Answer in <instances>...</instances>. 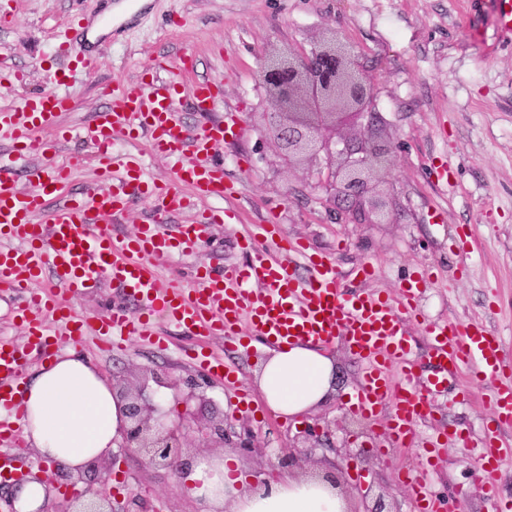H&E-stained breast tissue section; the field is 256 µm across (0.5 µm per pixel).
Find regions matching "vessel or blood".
I'll use <instances>...</instances> for the list:
<instances>
[{
    "label": "vessel or blood",
    "instance_id": "b4317fda",
    "mask_svg": "<svg viewBox=\"0 0 512 512\" xmlns=\"http://www.w3.org/2000/svg\"><path fill=\"white\" fill-rule=\"evenodd\" d=\"M69 57L67 68L55 75V90L0 108V132L7 134L20 158H40L44 164L29 172L36 187L18 190L15 180L0 168V296L15 299L12 319L23 332V343L0 340V438L17 440L23 419L18 398L29 364L49 360L60 336L70 341L94 335L104 349H120L129 337L156 344V318L195 336H221L240 342L250 328L268 345L311 340L322 345L342 338L362 361V378L351 400L355 412L384 419L383 436L393 448L425 446L419 471L410 473L409 487L417 512H443L433 498L426 473L444 458L439 437L421 441L418 427L432 411L433 398L447 392L461 372L494 380L490 405L496 426L512 425V359L502 354L498 339L483 324L436 321L426 323L425 359L412 350L406 325L420 316V279H408L398 298L359 289L374 267L357 268L355 285H344L331 258L310 253L299 240L282 236L275 224H263L258 234L244 236L251 262L214 273L201 270L194 288L161 283L155 260L172 253L195 252L210 226L223 223L220 209L202 211L176 234L166 233L169 215L183 209L186 191L200 197L224 196V171L212 152L224 139L223 121L188 133L179 118L181 98L194 111H213L217 85L192 79L195 62L184 55L179 65L167 57L153 58L140 81L100 84L108 105L80 137L98 161L95 184L72 196L73 161L56 162L49 154L67 141L70 131L60 123L72 102L64 88L88 61L73 53L70 40L57 46ZM147 138L153 156L171 160L170 176L149 179L140 154L115 153L117 140ZM56 205L45 211L44 200ZM146 198L154 217L131 237L112 235L107 225L124 216L132 199ZM306 276H299V268ZM56 284L40 287L45 271ZM111 286L125 298L98 325L79 317L75 296ZM192 358L208 373L231 383L235 372L223 356L196 351ZM486 478H493L512 445L488 432L477 445Z\"/></svg>",
    "mask_w": 512,
    "mask_h": 512
}]
</instances>
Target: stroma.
Segmentation results:
<instances>
[{
	"instance_id": "1",
	"label": "stroma",
	"mask_w": 512,
	"mask_h": 512,
	"mask_svg": "<svg viewBox=\"0 0 512 512\" xmlns=\"http://www.w3.org/2000/svg\"><path fill=\"white\" fill-rule=\"evenodd\" d=\"M15 7L13 22L0 27V47L28 79L0 88V105L51 88L53 34L75 12L89 27L73 32L72 43L93 63L68 88L75 107L62 122L70 128L91 123L104 108L99 83L136 80L156 56L175 63L182 52L192 53L196 78L220 85L209 117L220 120L229 113L234 123L213 156L224 164L222 205L236 217L211 227L198 252L158 261L163 281L193 288L197 266L220 271L245 264L242 235L272 221L286 236L334 258L342 272L372 264L369 291L398 295L403 279L429 268L431 279L420 295L426 316L483 323L512 357V33L499 25L498 0H16ZM106 16L112 26H102ZM332 31L360 54L374 87L378 127L393 143L389 180L393 202L404 212L402 223L335 219L325 192L307 183V162L288 163L272 144L274 105L257 77L260 59L310 47ZM448 165L454 175L447 181L441 172ZM464 230L475 239L468 255L457 247ZM156 325L160 344L133 340L103 352L90 336L78 351L108 382L149 400L156 377L197 381L198 397L188 400L175 392L173 411L192 412L203 422L225 416L235 431H248L252 451L232 441L224 448L253 482L275 472L290 443L314 425L317 436L296 451L302 459L298 474L334 476L351 512L378 498L388 512H416L404 474L418 454L376 451L381 424L351 407L361 364L343 341L328 350L336 362V390L324 404L291 417L266 408L255 415L239 411L232 389L191 362L187 351L197 337L161 319ZM208 343L237 371L242 388L254 391L257 366L270 346L256 337L245 346L220 336ZM461 381L470 399L437 396L424 433L462 426L472 439L482 437L491 384L466 374ZM445 457L432 483L450 512H498L501 498H512V459L502 461L488 483L479 477L470 449L451 440ZM178 481V475L118 448L84 484L107 491L111 512H126L135 495L149 512H196L193 501L177 493Z\"/></svg>"
}]
</instances>
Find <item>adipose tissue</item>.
Masks as SVG:
<instances>
[{
    "label": "adipose tissue",
    "instance_id": "ef3b65f1",
    "mask_svg": "<svg viewBox=\"0 0 512 512\" xmlns=\"http://www.w3.org/2000/svg\"><path fill=\"white\" fill-rule=\"evenodd\" d=\"M335 363L310 341L281 346L259 364L255 382L276 414L294 416L333 392ZM22 436L48 465L79 472L118 448L125 403L95 365L74 350L53 357L23 387ZM184 480L198 512H345L330 481L281 472L246 486L229 454L191 464Z\"/></svg>",
    "mask_w": 512,
    "mask_h": 512
}]
</instances>
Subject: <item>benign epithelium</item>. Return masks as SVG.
Instances as JSON below:
<instances>
[{"label": "benign epithelium", "mask_w": 512, "mask_h": 512, "mask_svg": "<svg viewBox=\"0 0 512 512\" xmlns=\"http://www.w3.org/2000/svg\"><path fill=\"white\" fill-rule=\"evenodd\" d=\"M348 71L356 80L348 98L336 100V79ZM259 81L274 99L275 142L283 155L315 162V187L328 194L329 206L352 224H398L393 202L381 189L391 142L377 135L373 94L359 56L333 36L310 49L264 60ZM126 400L127 427L121 447L176 474L184 466L182 449L224 447L228 422L201 423L184 412L168 421L142 394L118 390ZM106 499L93 497L65 512H110Z\"/></svg>", "instance_id": "7a95c632"}]
</instances>
